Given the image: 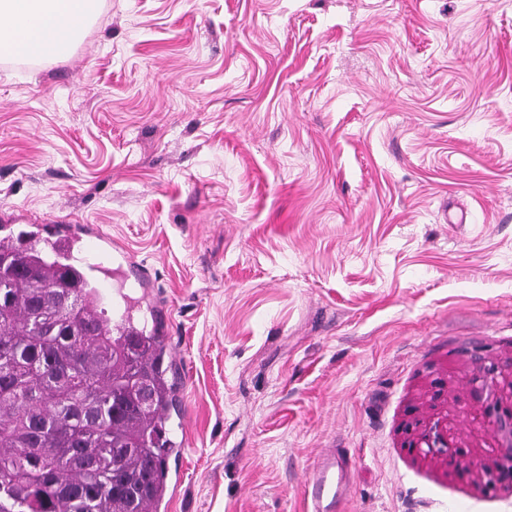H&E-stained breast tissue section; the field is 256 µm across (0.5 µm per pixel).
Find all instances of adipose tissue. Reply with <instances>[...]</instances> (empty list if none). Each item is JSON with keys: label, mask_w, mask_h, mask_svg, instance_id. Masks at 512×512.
Wrapping results in <instances>:
<instances>
[{"label": "adipose tissue", "mask_w": 512, "mask_h": 512, "mask_svg": "<svg viewBox=\"0 0 512 512\" xmlns=\"http://www.w3.org/2000/svg\"><path fill=\"white\" fill-rule=\"evenodd\" d=\"M98 0H0V54L29 61L68 56Z\"/></svg>", "instance_id": "1"}]
</instances>
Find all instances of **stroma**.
Instances as JSON below:
<instances>
[{
    "instance_id": "35a3bbf8",
    "label": "stroma",
    "mask_w": 512,
    "mask_h": 512,
    "mask_svg": "<svg viewBox=\"0 0 512 512\" xmlns=\"http://www.w3.org/2000/svg\"><path fill=\"white\" fill-rule=\"evenodd\" d=\"M89 225L151 270L178 413L157 512H512V0H99L68 57L0 59V225ZM489 416L500 437L501 446L497 448L498 458L494 468L484 469L485 486L488 490H495L499 484L512 489V395L509 403L504 404L496 399ZM423 444L425 447L422 446ZM412 448H419L425 454L446 455L448 464L458 470L470 471L479 465L470 448L456 444L448 435V428L443 427L438 421L428 427L425 426L420 435L419 444ZM336 451L330 450L317 462L307 480L306 510L332 512L344 488L342 479L336 484Z\"/></svg>"
}]
</instances>
